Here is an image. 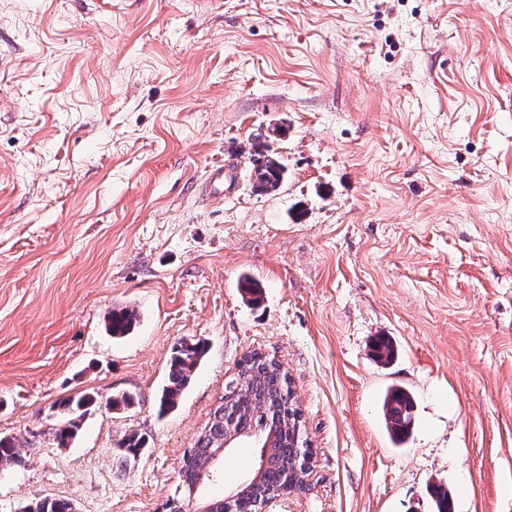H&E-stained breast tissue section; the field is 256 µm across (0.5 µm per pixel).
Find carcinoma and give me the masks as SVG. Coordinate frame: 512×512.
Returning <instances> with one entry per match:
<instances>
[{"label":"carcinoma","mask_w":512,"mask_h":512,"mask_svg":"<svg viewBox=\"0 0 512 512\" xmlns=\"http://www.w3.org/2000/svg\"><path fill=\"white\" fill-rule=\"evenodd\" d=\"M253 172L252 189L259 194L278 191L287 177V168L281 157L264 148L249 158ZM240 288L248 295V302L257 303L262 297V286L251 277L240 280ZM139 320L136 310L121 308L112 311L107 320V328L112 337L128 335ZM377 362L391 363L397 349L392 341L379 337L373 344ZM207 354V345L202 341L181 342L173 348L168 365L167 384L159 399V412L165 413L177 407L184 391L193 380L196 370ZM245 383L230 390L229 400L218 405L210 415L190 451L195 460L207 462L224 448V432L247 428L255 437H267L270 446L266 448V460L263 463L258 480L245 486L237 502L238 512H250L269 495L296 482L294 475L284 474L288 460L305 452L297 438L296 422L300 409L291 393V385L286 375L279 370L272 358L258 352L247 359L244 369ZM97 401L91 395L68 398L59 404L61 412L67 416ZM382 412L387 431L395 445H402L410 437L413 429L414 397L405 388H389L382 400ZM77 435V425L72 420L54 429V440L61 448H66ZM23 464L16 439L9 435H0V469ZM197 480L192 469L180 472V493L176 499L185 502ZM427 492L435 505L434 512H452V499L447 488L433 483L427 486ZM29 512H71L70 502L56 497L45 496L30 503Z\"/></svg>","instance_id":"1"}]
</instances>
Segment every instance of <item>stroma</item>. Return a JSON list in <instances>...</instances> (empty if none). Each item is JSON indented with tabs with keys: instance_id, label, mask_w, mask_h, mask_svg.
I'll list each match as a JSON object with an SVG mask.
<instances>
[{
	"instance_id": "35a3bbf8",
	"label": "stroma",
	"mask_w": 512,
	"mask_h": 512,
	"mask_svg": "<svg viewBox=\"0 0 512 512\" xmlns=\"http://www.w3.org/2000/svg\"><path fill=\"white\" fill-rule=\"evenodd\" d=\"M275 126L288 175L257 195ZM183 340L208 354L162 416ZM252 352L314 448L276 512H434L432 482L454 512H512V0H0V434L24 456L0 512H161ZM85 392L136 404L90 406L57 447ZM254 462L238 443L206 491ZM139 320L136 310L121 308L113 310L107 320V328L112 337L121 338L128 335ZM382 412L393 444H404L413 429V395L403 387H390L382 400Z\"/></svg>"
}]
</instances>
